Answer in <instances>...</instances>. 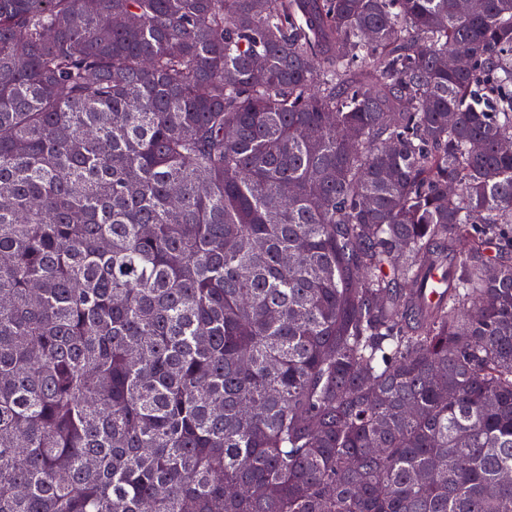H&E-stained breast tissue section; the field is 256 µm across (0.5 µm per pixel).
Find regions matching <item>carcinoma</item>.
Here are the masks:
<instances>
[{
    "label": "carcinoma",
    "mask_w": 512,
    "mask_h": 512,
    "mask_svg": "<svg viewBox=\"0 0 512 512\" xmlns=\"http://www.w3.org/2000/svg\"><path fill=\"white\" fill-rule=\"evenodd\" d=\"M508 140L512 0H0V512H512Z\"/></svg>",
    "instance_id": "cac0c4a2"
}]
</instances>
